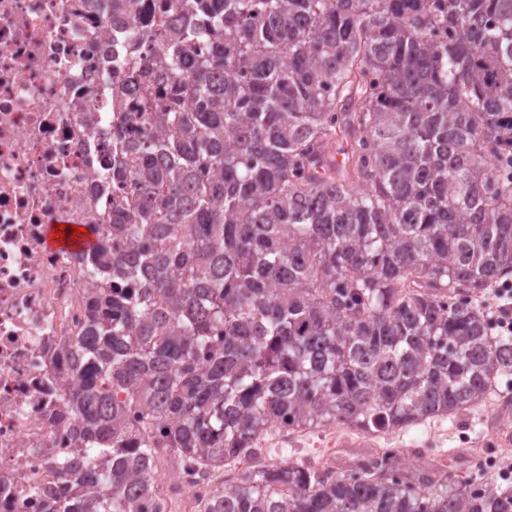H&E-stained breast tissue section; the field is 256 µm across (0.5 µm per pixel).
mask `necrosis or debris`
<instances>
[{"label":"necrosis or debris","instance_id":"obj_1","mask_svg":"<svg viewBox=\"0 0 512 512\" xmlns=\"http://www.w3.org/2000/svg\"><path fill=\"white\" fill-rule=\"evenodd\" d=\"M163 0L140 16L109 15L102 0H0V512H47L61 470L86 459L70 410L72 369L90 301L109 282L81 251L49 248L51 224H91L108 239L115 185L103 176L125 123L114 94L156 51ZM216 482L166 463L157 495L168 512H195Z\"/></svg>","mask_w":512,"mask_h":512}]
</instances>
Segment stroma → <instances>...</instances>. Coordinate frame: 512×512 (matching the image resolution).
I'll use <instances>...</instances> for the list:
<instances>
[{
    "label": "stroma",
    "instance_id": "stroma-1",
    "mask_svg": "<svg viewBox=\"0 0 512 512\" xmlns=\"http://www.w3.org/2000/svg\"><path fill=\"white\" fill-rule=\"evenodd\" d=\"M512 415V376L501 378L493 401L462 411L451 418H435L425 423L386 433L368 434L355 427L335 423L288 435L274 434L261 440L263 459L275 462L286 458L313 467L321 466L332 448L397 449L405 459L406 471L426 469L446 462L465 468L461 454L465 448H479L496 456L497 468L480 475L484 481H498L503 470L512 468V447H502L497 436L502 432L501 416Z\"/></svg>",
    "mask_w": 512,
    "mask_h": 512
}]
</instances>
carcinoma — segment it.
Here are the masks:
<instances>
[{"label": "carcinoma", "mask_w": 512, "mask_h": 512, "mask_svg": "<svg viewBox=\"0 0 512 512\" xmlns=\"http://www.w3.org/2000/svg\"><path fill=\"white\" fill-rule=\"evenodd\" d=\"M71 401L96 461L53 512H131L156 462L222 469L273 431L385 433L512 374L467 294L512 280V0H170ZM342 159H337V156ZM143 423L127 426L130 410ZM199 512H512V487L245 470Z\"/></svg>", "instance_id": "obj_1"}]
</instances>
